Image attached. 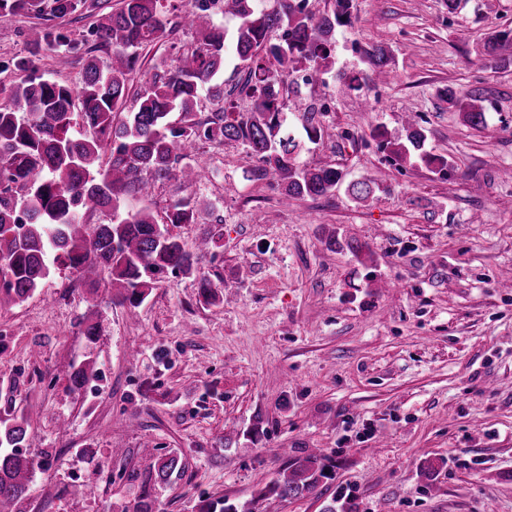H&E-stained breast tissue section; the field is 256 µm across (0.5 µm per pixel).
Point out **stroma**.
<instances>
[{"label": "stroma", "instance_id": "1", "mask_svg": "<svg viewBox=\"0 0 512 512\" xmlns=\"http://www.w3.org/2000/svg\"><path fill=\"white\" fill-rule=\"evenodd\" d=\"M40 24L0 12V81L21 80L9 63L30 56L79 86L77 56L33 53ZM495 29H512V0H461L453 13L446 0H353L323 88L333 110L301 159L381 177L385 191L366 201L341 188L283 205L248 179L236 141L199 143L207 169L192 186L164 181L131 200L159 218L185 195L214 206L168 230L188 244L220 230L200 263L220 301L200 303L194 278L166 274L134 309L58 269L0 311V416L30 411L28 451L48 460L20 512H134L147 486L157 512L224 498L324 512L340 494L358 512H512V294L499 287L512 274V67L485 69L474 53ZM376 44L395 65L374 75L365 110L343 78ZM448 86L481 92L485 128L439 99ZM408 113L427 151L453 162L448 174L381 149ZM334 230L360 251L329 245ZM86 360L98 378L73 390L70 368ZM317 448L331 478L299 499L258 500ZM172 451L181 474L152 486Z\"/></svg>", "mask_w": 512, "mask_h": 512}]
</instances>
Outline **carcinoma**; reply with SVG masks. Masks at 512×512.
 <instances>
[{
    "label": "carcinoma",
    "mask_w": 512,
    "mask_h": 512,
    "mask_svg": "<svg viewBox=\"0 0 512 512\" xmlns=\"http://www.w3.org/2000/svg\"><path fill=\"white\" fill-rule=\"evenodd\" d=\"M211 0L183 6L175 20L164 0H122L119 11L95 16L93 48L82 49L61 25L34 31L32 44L53 53H83L81 85L46 78L32 61L14 63L27 73L19 83L0 86V174L13 187L0 190V310L20 305L62 266L91 287L103 284L122 289L132 307L142 304L156 276L199 274L198 297L216 300V285L199 273L203 255L216 246L212 233L192 247L171 235L146 208L130 210L129 197H145L155 182L179 179L191 185L202 175L197 143L240 141L248 147L253 166L250 178L282 191L283 201L329 195L341 185L355 200L382 190L380 179L346 180L333 166L310 167L300 161L306 144L323 137L311 105L296 85L295 76L308 73L316 80L333 71L336 31L351 18L352 0H329L322 13L297 3L277 0L271 10L262 0H221V13L238 20L230 31L214 21ZM80 0H0V11L34 13L50 10L55 19L74 13ZM192 31L197 43L177 50L175 64L156 73L144 90L130 95L129 77L141 51L178 28ZM104 50L108 63L96 52ZM232 53L243 77L224 89L226 54ZM484 66L502 69L512 64V30H493L476 45ZM364 68L344 82L357 92L360 104L367 72L382 73L395 64L382 45L363 49ZM293 86L289 107L280 91ZM219 105L198 117L202 96ZM440 99L461 112L475 128L486 125L481 96L441 89ZM248 101L246 108L240 102ZM405 134L382 143L390 158L402 162L438 164L448 174L450 164L425 150V130L407 120ZM210 209L189 197L174 201L166 224H196ZM109 216L89 224L92 212ZM31 418L12 414L0 420V512L29 490L32 473L42 461L23 453ZM322 457L311 454L294 461L259 491L258 498H298L330 478ZM182 470L181 458L171 453L156 462L154 483L167 485ZM203 512H253L249 504L226 499Z\"/></svg>",
    "instance_id": "carcinoma-1"
}]
</instances>
